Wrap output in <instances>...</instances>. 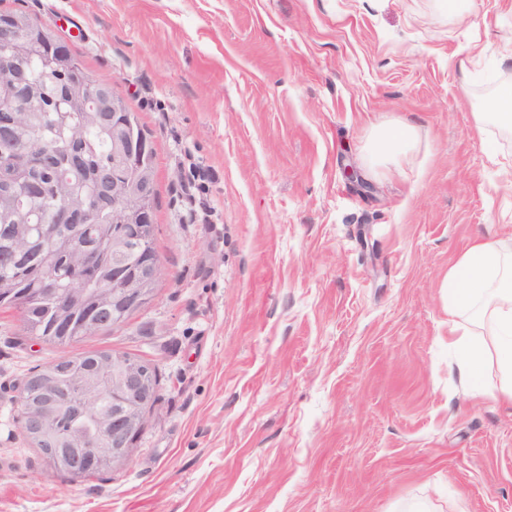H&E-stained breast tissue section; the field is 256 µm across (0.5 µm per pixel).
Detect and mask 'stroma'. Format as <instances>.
Masks as SVG:
<instances>
[{
    "instance_id": "obj_1",
    "label": "stroma",
    "mask_w": 512,
    "mask_h": 512,
    "mask_svg": "<svg viewBox=\"0 0 512 512\" xmlns=\"http://www.w3.org/2000/svg\"><path fill=\"white\" fill-rule=\"evenodd\" d=\"M156 153L151 302L66 346L0 308V512H512V404L450 375L449 267L512 235V0H0ZM405 145L377 152L385 127ZM88 350L159 371L134 456L74 481L17 404ZM57 48L56 54L61 56L64 54L63 42L55 44ZM58 60L64 61V63L73 71L78 73L87 82H96L98 79L96 76L85 66L81 57L76 54L72 49L68 48L62 58L57 57ZM486 113H479L481 119L490 115L494 119L498 118L503 126L511 127L512 123V88L505 87L497 90L487 104Z\"/></svg>"
}]
</instances>
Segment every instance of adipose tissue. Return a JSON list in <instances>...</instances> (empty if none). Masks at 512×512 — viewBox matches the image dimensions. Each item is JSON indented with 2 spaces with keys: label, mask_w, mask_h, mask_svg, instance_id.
Masks as SVG:
<instances>
[{
  "label": "adipose tissue",
  "mask_w": 512,
  "mask_h": 512,
  "mask_svg": "<svg viewBox=\"0 0 512 512\" xmlns=\"http://www.w3.org/2000/svg\"><path fill=\"white\" fill-rule=\"evenodd\" d=\"M448 340L469 385L490 353L500 379L488 398L512 403V237L477 239L448 270Z\"/></svg>",
  "instance_id": "1"
}]
</instances>
